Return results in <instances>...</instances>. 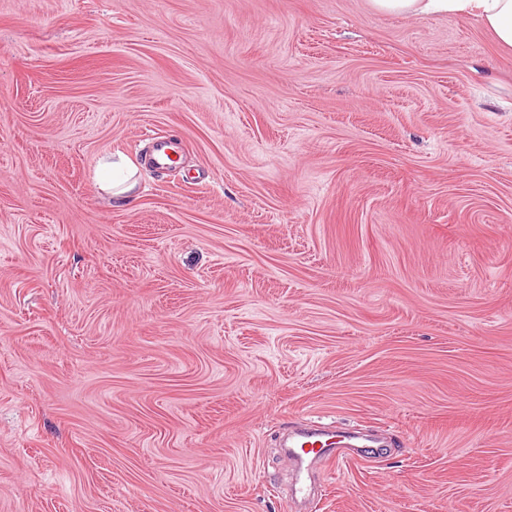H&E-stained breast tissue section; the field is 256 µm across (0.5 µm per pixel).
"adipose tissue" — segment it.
<instances>
[{"mask_svg":"<svg viewBox=\"0 0 512 512\" xmlns=\"http://www.w3.org/2000/svg\"><path fill=\"white\" fill-rule=\"evenodd\" d=\"M378 13L410 17L451 15L473 17L503 47L512 48V0H367ZM136 166L122 154L102 156L95 179L100 191L113 203H121L136 186Z\"/></svg>","mask_w":512,"mask_h":512,"instance_id":"ef3b65f1","label":"adipose tissue"}]
</instances>
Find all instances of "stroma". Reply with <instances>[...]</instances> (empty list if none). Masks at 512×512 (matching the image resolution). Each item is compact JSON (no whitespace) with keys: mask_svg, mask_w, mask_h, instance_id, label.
Returning <instances> with one entry per match:
<instances>
[{"mask_svg":"<svg viewBox=\"0 0 512 512\" xmlns=\"http://www.w3.org/2000/svg\"><path fill=\"white\" fill-rule=\"evenodd\" d=\"M303 419L386 442L308 512H512V51L366 0H0V512H294ZM137 170L126 156L120 153L108 154L98 160L95 179L104 196L117 205L135 188Z\"/></svg>","mask_w":512,"mask_h":512,"instance_id":"1","label":"stroma"}]
</instances>
